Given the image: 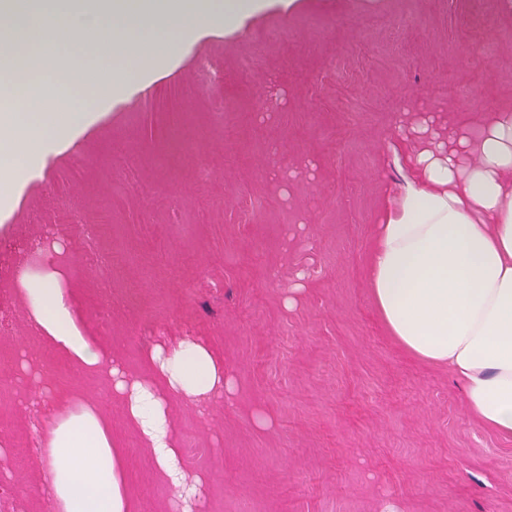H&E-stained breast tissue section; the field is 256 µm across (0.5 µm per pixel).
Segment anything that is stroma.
Returning <instances> with one entry per match:
<instances>
[{
  "label": "stroma",
  "mask_w": 512,
  "mask_h": 512,
  "mask_svg": "<svg viewBox=\"0 0 512 512\" xmlns=\"http://www.w3.org/2000/svg\"><path fill=\"white\" fill-rule=\"evenodd\" d=\"M216 95L234 106L221 138ZM423 103L474 130L512 107V0L273 6L187 49L51 159L0 219V512H53L35 479L50 421L8 377L23 355L104 416L138 512H166L172 496L105 376L35 330L24 272L52 274L83 334L131 373L165 340L223 356L232 404L205 421L172 406L204 512H512V438L387 336L365 281L381 201L406 184L399 128ZM63 192L111 206V237L37 219Z\"/></svg>",
  "instance_id": "stroma-1"
}]
</instances>
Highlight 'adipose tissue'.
Instances as JSON below:
<instances>
[{"instance_id": "1", "label": "adipose tissue", "mask_w": 512, "mask_h": 512, "mask_svg": "<svg viewBox=\"0 0 512 512\" xmlns=\"http://www.w3.org/2000/svg\"><path fill=\"white\" fill-rule=\"evenodd\" d=\"M271 0H15L25 40L5 36L6 49L39 62L35 87H53L57 49L78 31L99 33L101 50L81 56L64 111L0 114V210L50 157L77 145L113 96L154 79L182 48L227 37ZM400 149L405 187L381 209L365 277L376 313L413 359L449 370L465 406L483 426L512 437V108L486 117L477 134L439 114L411 127ZM35 325L60 352L112 380L126 421L146 448L158 478L171 486V512H198L202 479L187 480L175 446L170 405L231 400L224 360L185 338L153 346L142 375L126 373L79 329L65 292L50 278L21 275ZM51 425L39 475L57 512H134L121 451L90 407Z\"/></svg>"}]
</instances>
